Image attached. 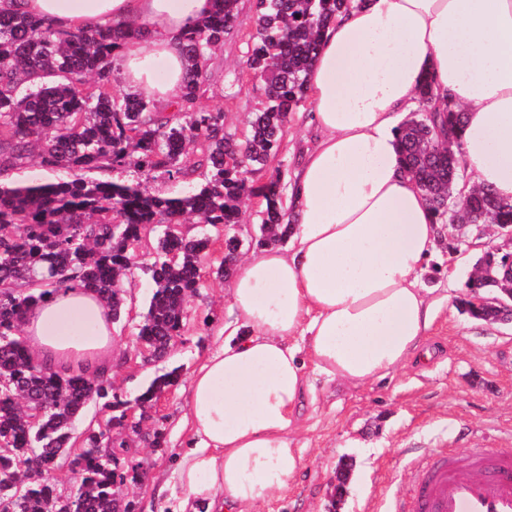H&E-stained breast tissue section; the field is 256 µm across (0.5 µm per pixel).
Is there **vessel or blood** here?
I'll return each mask as SVG.
<instances>
[{
	"mask_svg": "<svg viewBox=\"0 0 512 512\" xmlns=\"http://www.w3.org/2000/svg\"><path fill=\"white\" fill-rule=\"evenodd\" d=\"M394 512H512V457L494 448L472 449L466 461L436 452Z\"/></svg>",
	"mask_w": 512,
	"mask_h": 512,
	"instance_id": "1",
	"label": "vessel or blood"
}]
</instances>
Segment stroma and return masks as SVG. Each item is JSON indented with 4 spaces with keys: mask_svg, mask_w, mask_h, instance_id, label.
Listing matches in <instances>:
<instances>
[{
    "mask_svg": "<svg viewBox=\"0 0 512 512\" xmlns=\"http://www.w3.org/2000/svg\"><path fill=\"white\" fill-rule=\"evenodd\" d=\"M254 5L255 0H238L236 23L209 64L207 91L200 99L201 108L223 111L227 128L236 133L246 129L265 97L263 79L246 68ZM310 108L303 102L300 114L290 115L277 156L249 174L251 183L262 184L277 172L290 182L312 140L302 118ZM502 242L497 233L473 231L456 254L436 246L421 276L438 301L421 343L428 359L410 360L392 376L360 385L317 380L315 402L303 408L296 438L301 476L257 512H390L393 499L411 492L417 469L433 451L465 458L475 448L512 450V327L473 320L458 306L481 251ZM223 257L224 241L214 239L205 261L211 273L186 305L182 334L155 363H143L136 336L153 285L137 270L124 287L109 371L114 391L131 401L158 375L174 369L180 374L177 385L152 402L161 441L130 443V460L145 468L143 479L126 487L136 512H170L160 488L171 480L190 437L186 389L232 317L230 282L213 273ZM343 467L349 478L340 494L336 473Z\"/></svg>",
    "mask_w": 512,
    "mask_h": 512,
    "instance_id": "35a3bbf8",
    "label": "stroma"
}]
</instances>
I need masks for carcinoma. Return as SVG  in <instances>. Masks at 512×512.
Masks as SVG:
<instances>
[{
	"mask_svg": "<svg viewBox=\"0 0 512 512\" xmlns=\"http://www.w3.org/2000/svg\"><path fill=\"white\" fill-rule=\"evenodd\" d=\"M215 12L183 34L188 76L169 113L139 94L114 90L117 49L145 37L143 28L99 27L59 32L33 15L0 12V285L25 292L0 299V503L11 512H51L58 495L47 478L27 469L35 459L49 473L66 452L72 423L91 401L108 413L107 429H90L72 458L83 475L75 512H115L112 460L128 452L113 436L125 418L107 377L67 374L32 364L18 332L27 312L45 296L70 288L99 294L119 315L118 285L131 269L128 243L150 227L159 233L154 260L140 266L153 284L137 336L160 350L181 335L186 304L200 288L206 234L186 238L176 225L195 216L207 227L240 223L248 197L261 199L260 246L288 235L281 175L260 187L247 174L277 154L288 117L307 99L305 76L319 49V32L353 0H256L251 53L246 66L266 83V101L254 113L244 140L224 129V113L198 106L206 67L237 19V0H216ZM425 107L398 127L404 173L418 179L435 222L449 223L448 194L454 190L464 113L434 101L430 80L418 89ZM199 154L196 168L181 158L187 147ZM38 148L39 164L65 169L71 179L56 183L7 181L11 171ZM132 168V180H98L101 169ZM199 187L177 196L151 190L157 181L181 182L192 175ZM469 224H511L512 204L489 191L476 192L466 210ZM177 255V260L170 258ZM462 300L471 318L493 314L474 305L488 285L469 279ZM178 370L158 376L138 397L149 403L178 381ZM38 408L37 424L27 421Z\"/></svg>",
	"mask_w": 512,
	"mask_h": 512,
	"instance_id": "carcinoma-1",
	"label": "carcinoma"
}]
</instances>
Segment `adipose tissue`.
Segmentation results:
<instances>
[{
	"label": "adipose tissue",
	"mask_w": 512,
	"mask_h": 512,
	"mask_svg": "<svg viewBox=\"0 0 512 512\" xmlns=\"http://www.w3.org/2000/svg\"><path fill=\"white\" fill-rule=\"evenodd\" d=\"M214 0H0V11L59 31L140 21L150 50L123 49L129 88L176 101L183 31ZM163 60L156 72L155 60ZM465 112L463 163L474 186L512 203V0H358L322 32L307 75L314 132L288 186V245L236 264L232 321L188 390L191 439L173 471L172 512H252L300 475L293 432L310 380L364 383L412 359L435 303L419 285L438 226L399 161L397 129L422 78ZM32 361L107 368L110 308L69 289L25 317Z\"/></svg>",
	"instance_id": "adipose-tissue-1"
}]
</instances>
